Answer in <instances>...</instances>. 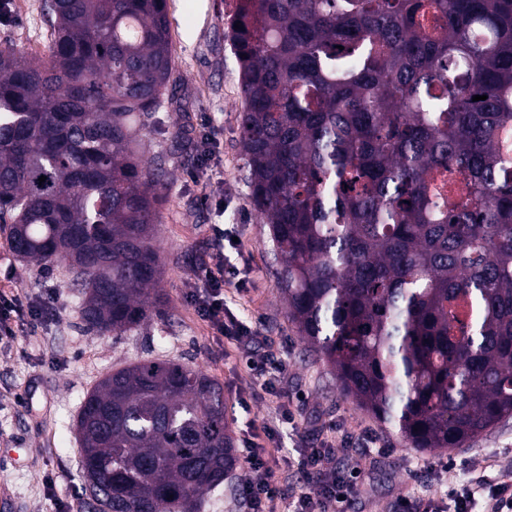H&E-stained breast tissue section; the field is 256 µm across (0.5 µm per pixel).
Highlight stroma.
<instances>
[{
    "mask_svg": "<svg viewBox=\"0 0 512 512\" xmlns=\"http://www.w3.org/2000/svg\"><path fill=\"white\" fill-rule=\"evenodd\" d=\"M42 2L9 0L10 17L0 19V48L12 47L25 59L46 55L50 30ZM233 6V0H168L177 94L163 101L138 145L145 158H162L166 170L156 235L166 300L162 317L119 336L87 330L68 267L41 272L38 263L13 254L8 231L0 227V288L4 273L12 271L19 287L33 296L53 295L55 306L35 336L0 343V512H51L53 494L73 512H93L83 492L75 430L81 403L112 370L156 357L189 363L223 386L236 441L249 437L267 446L283 487L316 483V475L290 472L280 462L314 448L335 449L337 467H362V492L341 512H390L401 496H431L444 510L449 485L468 486L472 478L512 463V418L442 453L406 447L341 393L289 321L267 228L242 173L239 66L224 37ZM206 132L210 160L200 168L195 147ZM216 224L237 234V244L217 248ZM220 256L237 268L243 283L239 289L225 285L227 308L260 330V352L287 366L276 383L278 396L268 394L250 371L249 353L211 329L186 298L189 285ZM284 411L296 429L267 436ZM371 446L380 455L368 454ZM445 461L451 471L442 469Z\"/></svg>",
    "mask_w": 512,
    "mask_h": 512,
    "instance_id": "stroma-1",
    "label": "stroma"
}]
</instances>
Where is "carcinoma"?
I'll return each mask as SVG.
<instances>
[{"label": "carcinoma", "instance_id": "obj_1", "mask_svg": "<svg viewBox=\"0 0 512 512\" xmlns=\"http://www.w3.org/2000/svg\"><path fill=\"white\" fill-rule=\"evenodd\" d=\"M43 11L46 59L0 49V224L119 336L164 306L163 169L136 146L176 88L167 0ZM227 26L288 319L410 448L512 417V0H236ZM76 433L112 512H203L240 468L223 387L181 362L113 371Z\"/></svg>", "mask_w": 512, "mask_h": 512}]
</instances>
